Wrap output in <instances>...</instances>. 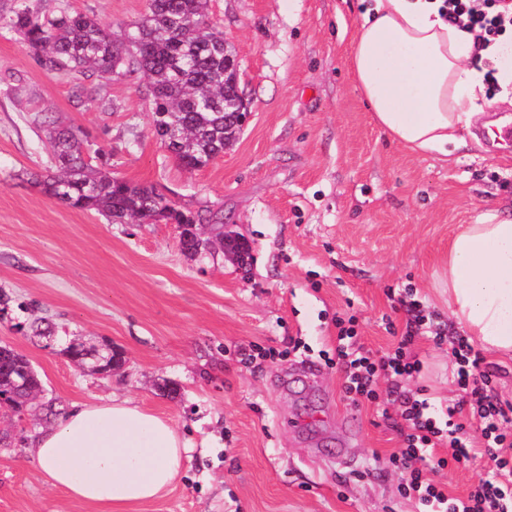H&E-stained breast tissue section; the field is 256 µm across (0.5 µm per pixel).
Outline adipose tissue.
Masks as SVG:
<instances>
[{"label":"adipose tissue","mask_w":512,"mask_h":512,"mask_svg":"<svg viewBox=\"0 0 512 512\" xmlns=\"http://www.w3.org/2000/svg\"><path fill=\"white\" fill-rule=\"evenodd\" d=\"M353 81L377 125L420 155L447 154L476 117L483 74L473 37L437 0H369L350 38ZM448 312L482 346L512 352V218L488 209L448 246ZM32 446L51 486L96 512H126L167 492L185 444L131 401L78 404Z\"/></svg>","instance_id":"adipose-tissue-1"}]
</instances>
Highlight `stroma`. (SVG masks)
<instances>
[{
    "mask_svg": "<svg viewBox=\"0 0 512 512\" xmlns=\"http://www.w3.org/2000/svg\"><path fill=\"white\" fill-rule=\"evenodd\" d=\"M42 14L81 12L120 32L146 0H30ZM234 48L251 117L208 167L189 171L151 133L143 75L108 85L111 107L76 105L69 78L35 64L0 30V343L23 352L41 401L126 398L187 444L161 498L129 512H428L400 493L396 432L374 406L341 393L323 352L336 316H356L365 349L386 351L397 298L412 287L447 317L444 268L457 225L488 208L512 213V149L477 144L417 156L375 124L348 66L358 0H209ZM49 112L111 156L115 177L166 187L178 204L224 214L250 248L247 270L222 254L196 260L171 224H111L45 195L31 179L51 160L33 119ZM139 144L128 147L130 139ZM55 323L53 340L29 324ZM81 339L125 362L83 373L64 353ZM266 350L248 360L250 347ZM417 383L457 399L448 344L421 338ZM175 395L160 393L164 383ZM43 423L0 410V512H94L41 476L31 448ZM469 466L435 475L463 498L492 466L481 427Z\"/></svg>",
    "mask_w": 512,
    "mask_h": 512,
    "instance_id": "1",
    "label": "stroma"
}]
</instances>
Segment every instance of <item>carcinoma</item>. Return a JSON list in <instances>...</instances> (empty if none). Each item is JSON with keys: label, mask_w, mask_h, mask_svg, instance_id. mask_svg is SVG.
I'll list each match as a JSON object with an SVG mask.
<instances>
[{"label": "carcinoma", "mask_w": 512, "mask_h": 512, "mask_svg": "<svg viewBox=\"0 0 512 512\" xmlns=\"http://www.w3.org/2000/svg\"><path fill=\"white\" fill-rule=\"evenodd\" d=\"M0 28L18 35L40 67L72 77V98L95 101L117 79L143 74L153 112V134L188 170H201L224 154L239 135L224 99L241 91L224 57V36L212 28L209 0H148L147 12L116 42L99 19L61 10L42 16L16 0ZM43 127L56 172L34 174L33 182L66 206L95 212L109 223L207 224L209 250L224 251V217L179 205L153 184L118 181L100 153L90 156L87 136L56 117H34ZM178 138L167 142L168 132ZM26 371V386L14 385L16 371ZM38 373L8 344L0 345V407L15 415L38 406Z\"/></svg>", "instance_id": "obj_1"}]
</instances>
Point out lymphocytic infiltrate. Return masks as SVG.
Returning <instances> with one entry per match:
<instances>
[{
  "label": "lymphocytic infiltrate",
  "mask_w": 512,
  "mask_h": 512,
  "mask_svg": "<svg viewBox=\"0 0 512 512\" xmlns=\"http://www.w3.org/2000/svg\"><path fill=\"white\" fill-rule=\"evenodd\" d=\"M442 17L473 34L479 44H487L489 35L512 29V0H443ZM406 330L394 350L374 356L355 347L358 336L355 317L336 320V365L343 374L342 393L352 403H383V418L400 438L401 447L393 461L401 476V493L418 499L432 512H512V497L500 482L512 475V460L500 456L512 447V405H502L489 392L491 375L485 371V358L468 338L448 336L445 326L429 319L417 299L404 302ZM429 331L435 342H446L455 358L454 382L461 393L458 401L435 408L423 388H410L423 363L413 351L416 336ZM478 421L482 435L500 479H483L466 499L449 497L447 489L436 482L433 472L462 466L472 457L466 423ZM447 448V455L433 451Z\"/></svg>",
  "instance_id": "lymphocytic-infiltrate-1"
}]
</instances>
